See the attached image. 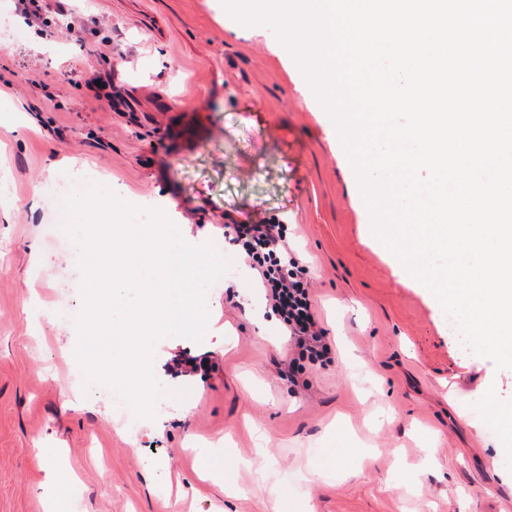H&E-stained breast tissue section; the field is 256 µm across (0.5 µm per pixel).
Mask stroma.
Segmentation results:
<instances>
[{
	"mask_svg": "<svg viewBox=\"0 0 512 512\" xmlns=\"http://www.w3.org/2000/svg\"><path fill=\"white\" fill-rule=\"evenodd\" d=\"M53 37L0 0V512H512V455L486 400L512 369L461 351L445 312L373 235L338 135L272 29L227 32L220 0H64ZM111 40V50L101 48ZM81 72H74L75 59ZM111 76L112 98L85 79ZM161 201L192 245L224 217L288 226L333 345L305 386L241 261L210 288L202 342L157 340L150 418L85 388L84 279L61 241L71 185ZM38 252H31V245ZM349 453L329 466L324 451ZM263 459V472L253 462Z\"/></svg>",
	"mask_w": 512,
	"mask_h": 512,
	"instance_id": "stroma-1",
	"label": "stroma"
}]
</instances>
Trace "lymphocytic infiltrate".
<instances>
[{
  "instance_id": "lymphocytic-infiltrate-1",
  "label": "lymphocytic infiltrate",
  "mask_w": 512,
  "mask_h": 512,
  "mask_svg": "<svg viewBox=\"0 0 512 512\" xmlns=\"http://www.w3.org/2000/svg\"><path fill=\"white\" fill-rule=\"evenodd\" d=\"M287 230L273 219L264 224L230 217L224 221L225 237L241 247L243 260L257 271L266 303L287 333L291 355L285 375L292 380L304 362L327 358L331 343L318 319L305 269L286 247Z\"/></svg>"
}]
</instances>
